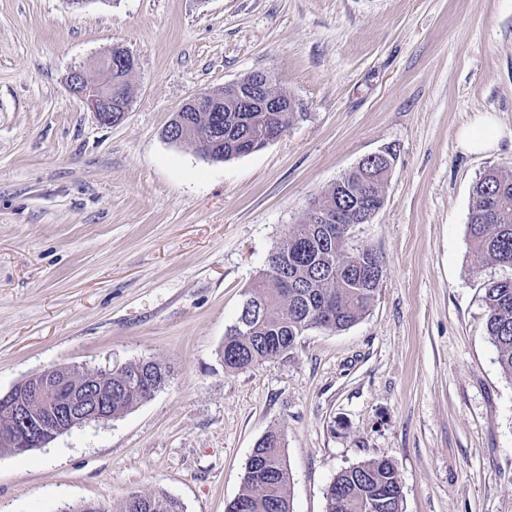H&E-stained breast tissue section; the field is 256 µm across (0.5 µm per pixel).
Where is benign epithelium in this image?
<instances>
[{"instance_id": "obj_1", "label": "benign epithelium", "mask_w": 512, "mask_h": 512, "mask_svg": "<svg viewBox=\"0 0 512 512\" xmlns=\"http://www.w3.org/2000/svg\"><path fill=\"white\" fill-rule=\"evenodd\" d=\"M135 69L132 54L114 46L103 58L101 76L92 79L77 68L70 72L69 83L93 113L106 126L121 123L129 111L133 85L128 76ZM125 73V77L112 76ZM275 83L266 71H254L242 79L227 83L235 112H286L288 99L273 92ZM193 107L198 112L224 111V98L209 99L197 93L178 111ZM112 370L87 371L81 380L66 366H53L0 394V409L11 426L0 430V445L21 454L42 448L57 436L90 422L112 419Z\"/></svg>"}]
</instances>
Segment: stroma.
<instances>
[{"label":"stroma","instance_id":"stroma-1","mask_svg":"<svg viewBox=\"0 0 512 512\" xmlns=\"http://www.w3.org/2000/svg\"><path fill=\"white\" fill-rule=\"evenodd\" d=\"M136 59L124 120L70 89L113 45ZM266 70L306 117L223 162L163 130L192 95ZM490 114L482 154L457 133ZM383 207L348 244L384 259L369 312L230 371L224 337L268 254L368 154ZM512 171V0H0V392L56 364L157 359L165 387L118 418L0 453V512L161 490L227 512L281 430L293 512L342 469L395 466L403 512H512V378L485 329L501 273L467 235L472 188Z\"/></svg>","mask_w":512,"mask_h":512}]
</instances>
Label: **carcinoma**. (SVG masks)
<instances>
[{
  "label": "carcinoma",
  "mask_w": 512,
  "mask_h": 512,
  "mask_svg": "<svg viewBox=\"0 0 512 512\" xmlns=\"http://www.w3.org/2000/svg\"><path fill=\"white\" fill-rule=\"evenodd\" d=\"M205 113L191 112L194 136L208 139L211 123ZM222 138L214 154L226 160L273 131H287L306 116L294 112H221ZM387 181L380 170L356 167L309 202L313 214L328 213L332 222L301 220L268 255L266 268L245 297L256 313L244 330L232 325L224 337V367L241 370L271 360L278 346L287 353L302 333L318 327L346 330L371 308L380 284L374 280L370 251L346 246V225L360 224L364 210L385 200ZM468 237L473 248L490 263L509 270L484 288L485 328L497 349L503 373L512 378V174L490 168L472 189ZM130 363L116 370L112 380V417L149 399L166 384L170 370L159 362L148 367ZM399 475L386 459L373 458L340 471L326 491V512H402ZM116 512H184L180 500L162 490L128 493ZM228 512H292L291 476L284 457L282 433L267 432L255 446L245 467L243 489Z\"/></svg>",
  "instance_id": "cac0c4a2"
}]
</instances>
